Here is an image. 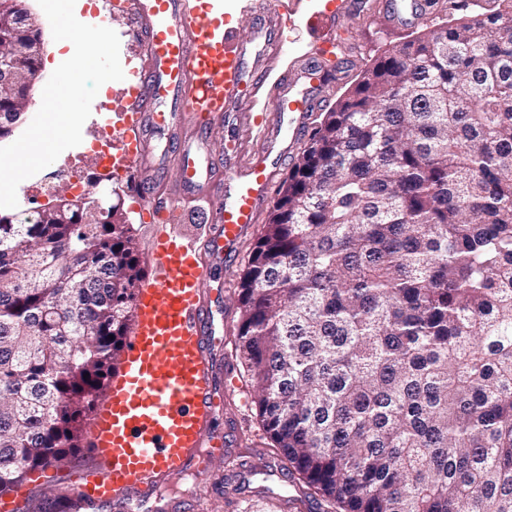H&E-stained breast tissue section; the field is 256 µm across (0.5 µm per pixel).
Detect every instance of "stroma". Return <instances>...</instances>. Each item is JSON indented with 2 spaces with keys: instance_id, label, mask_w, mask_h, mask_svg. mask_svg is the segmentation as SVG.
<instances>
[{
  "instance_id": "stroma-1",
  "label": "stroma",
  "mask_w": 512,
  "mask_h": 512,
  "mask_svg": "<svg viewBox=\"0 0 512 512\" xmlns=\"http://www.w3.org/2000/svg\"><path fill=\"white\" fill-rule=\"evenodd\" d=\"M434 13L424 23L400 27L387 26L381 14L355 5L354 0H337L342 22L334 37L333 51L344 69L329 76L325 88L324 108H331L367 71L375 61L414 37L436 29L438 24L457 17L453 0H432ZM324 0H298L287 18L292 25L279 53L272 59L267 81L253 94L249 105L259 111L272 104L277 96V80L284 73L298 70L310 59L314 36L306 28V21L314 13L324 11ZM58 164L69 163L80 170L84 179L96 186L102 194L118 191L134 228L140 250H147L150 241L168 232L160 220L149 219L143 212L137 192L134 170L121 176L96 167L86 144L61 153ZM73 178L63 177L42 181L34 175L23 180L17 188L21 208L40 209L54 196L72 192ZM258 235L250 233L238 246V259L231 268L228 285L222 293L224 322L214 337L210 355L226 377L218 378V388L224 389V406L217 415L212 431L216 436H229L234 451L230 459H208L183 477L176 489H162L157 501L162 512H277L281 501L295 496L289 479H278L271 468L281 454L274 448L257 417L249 377L236 355L241 312L237 294L243 271Z\"/></svg>"
}]
</instances>
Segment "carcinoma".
<instances>
[{
	"instance_id": "cac0c4a2",
	"label": "carcinoma",
	"mask_w": 512,
	"mask_h": 512,
	"mask_svg": "<svg viewBox=\"0 0 512 512\" xmlns=\"http://www.w3.org/2000/svg\"><path fill=\"white\" fill-rule=\"evenodd\" d=\"M24 0H0V39ZM512 0L324 113L243 271L261 425L325 512H512ZM111 223L0 214V494L82 447L144 281Z\"/></svg>"
}]
</instances>
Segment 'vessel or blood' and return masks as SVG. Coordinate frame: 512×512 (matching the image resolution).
<instances>
[{"instance_id": "b4317fda", "label": "vessel or blood", "mask_w": 512, "mask_h": 512, "mask_svg": "<svg viewBox=\"0 0 512 512\" xmlns=\"http://www.w3.org/2000/svg\"><path fill=\"white\" fill-rule=\"evenodd\" d=\"M379 10L392 26L430 17L428 0H381ZM109 11L123 21L135 79L115 93L123 135L112 169H138L144 205L163 213L170 232L146 252L154 277L137 291L122 372L108 380L106 405L91 418L95 461L70 471L69 497L80 512L150 500L200 459L224 456L228 440L211 432L223 401L209 355L211 303L336 65L331 37L321 38L315 63L284 78L272 105L253 112L245 104L286 36L275 0L245 37L225 23L221 0H110ZM214 126L223 127V140L210 138ZM255 130L262 143L251 150ZM172 162L178 190L160 206L151 187ZM198 204L214 223L203 236L193 226Z\"/></svg>"}]
</instances>
